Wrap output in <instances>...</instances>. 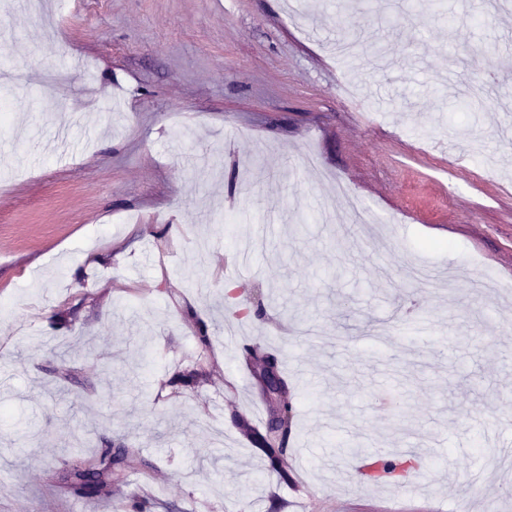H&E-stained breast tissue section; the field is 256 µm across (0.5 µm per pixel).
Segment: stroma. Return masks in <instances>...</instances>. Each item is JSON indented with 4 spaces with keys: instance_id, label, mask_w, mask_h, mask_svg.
I'll list each match as a JSON object with an SVG mask.
<instances>
[{
    "instance_id": "1",
    "label": "stroma",
    "mask_w": 512,
    "mask_h": 512,
    "mask_svg": "<svg viewBox=\"0 0 512 512\" xmlns=\"http://www.w3.org/2000/svg\"><path fill=\"white\" fill-rule=\"evenodd\" d=\"M308 2L0 0V512H512V12ZM339 180L374 223L321 221ZM355 445L425 466L365 485ZM286 408L287 416L282 430L278 433L267 432L265 434H256L253 443L263 453L269 466L273 470H283V451L281 448H286L289 437L292 433V409L288 404L284 405ZM136 460L129 449L125 448L120 457L119 453L112 454V448H102L83 466L67 472L63 481L68 488L83 497L105 495L111 492L112 483L119 480L123 468Z\"/></svg>"
}]
</instances>
